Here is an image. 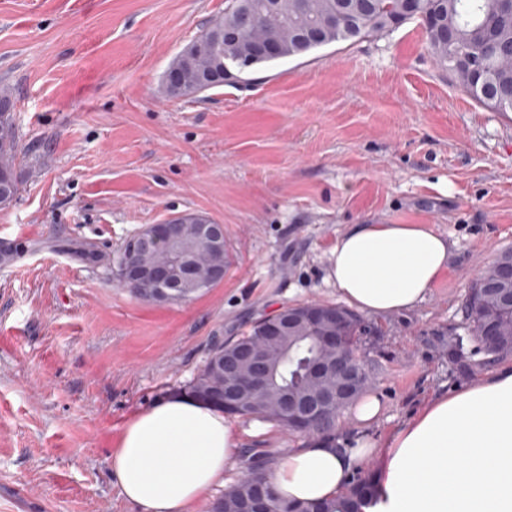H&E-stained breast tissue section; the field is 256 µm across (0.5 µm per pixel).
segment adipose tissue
Listing matches in <instances>:
<instances>
[{"label": "adipose tissue", "mask_w": 512, "mask_h": 512, "mask_svg": "<svg viewBox=\"0 0 512 512\" xmlns=\"http://www.w3.org/2000/svg\"><path fill=\"white\" fill-rule=\"evenodd\" d=\"M449 252L447 237L426 224H355L332 247L327 279L365 314L406 312L447 272ZM381 413L377 396H362L353 447L336 433L313 436L265 462V476L283 499L315 502L341 497L368 469L376 492L368 512H512V364L430 400L378 442L368 430ZM240 445L222 410L171 393L129 417L112 473L141 512H191L223 483Z\"/></svg>", "instance_id": "1"}]
</instances>
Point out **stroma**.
<instances>
[{
    "label": "stroma",
    "instance_id": "1",
    "mask_svg": "<svg viewBox=\"0 0 512 512\" xmlns=\"http://www.w3.org/2000/svg\"><path fill=\"white\" fill-rule=\"evenodd\" d=\"M224 0H0V89L23 191L0 210V512H139L110 459L127 418L183 390L215 344L283 308L341 305L329 252L353 224H427L447 273L408 312L368 317L383 438L499 359L455 354L476 276L512 249V118L463 93L408 22L165 99L171 59ZM196 213L229 265L193 299L147 303L113 271L141 228ZM93 259L82 257V250ZM250 453L302 436L234 417Z\"/></svg>",
    "mask_w": 512,
    "mask_h": 512
}]
</instances>
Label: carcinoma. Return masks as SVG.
<instances>
[{
	"instance_id": "obj_1",
	"label": "carcinoma",
	"mask_w": 512,
	"mask_h": 512,
	"mask_svg": "<svg viewBox=\"0 0 512 512\" xmlns=\"http://www.w3.org/2000/svg\"><path fill=\"white\" fill-rule=\"evenodd\" d=\"M277 13L270 16L265 0H227L224 14L211 18L198 36L188 43L194 56L190 76L215 74L217 79L204 85L190 82L183 91L171 85L168 74L161 79V92L167 98H180L206 92L224 83H234L254 66L303 56L315 49L348 40L379 35L409 20L423 28L426 47L435 61L448 68L456 86L480 105L494 111L512 112V15L503 11V0H275ZM235 22L237 41L219 54L210 51L205 41L228 22ZM269 39L282 44L276 56H261L256 48ZM15 102L7 90H0V210L12 207L22 191L19 173L22 155L16 137ZM210 253L196 248L189 265L200 280L206 278ZM486 275L471 286L465 304L468 333L481 331L485 318L500 306L497 295H486L480 288ZM318 330L303 326L283 335L278 341L270 384L306 396L311 385L308 370L319 353ZM264 337L259 325L248 334L216 348L198 376L188 385V392L199 395L205 389L224 385V354L241 345H260ZM244 416L271 420L286 427L282 412L271 402L249 408ZM247 475L231 487V492L217 497L210 512H224L233 497L252 490L249 475L262 468L263 457L248 458ZM372 496L370 478L357 477L342 499L322 503H288L279 498L264 512H361L362 499Z\"/></svg>"
}]
</instances>
